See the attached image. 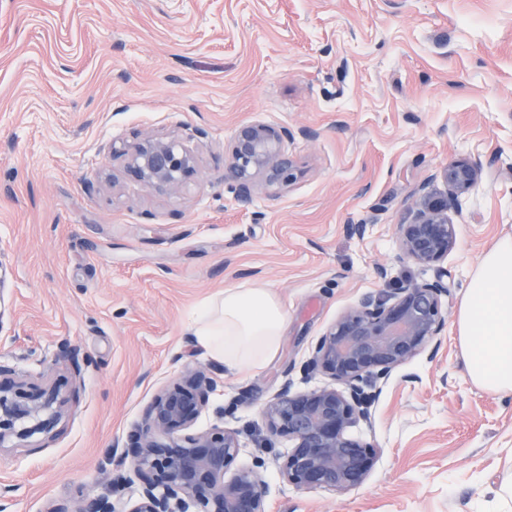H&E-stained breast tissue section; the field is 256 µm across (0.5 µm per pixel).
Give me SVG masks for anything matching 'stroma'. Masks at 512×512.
I'll return each mask as SVG.
<instances>
[{
    "instance_id": "1",
    "label": "stroma",
    "mask_w": 512,
    "mask_h": 512,
    "mask_svg": "<svg viewBox=\"0 0 512 512\" xmlns=\"http://www.w3.org/2000/svg\"><path fill=\"white\" fill-rule=\"evenodd\" d=\"M284 127L292 183L238 203L224 148L243 124ZM170 135L196 173L169 194L124 179L112 145ZM476 187L451 206L449 326L436 360L380 381L383 451L344 495L283 483L261 405L367 292L433 280L397 226L448 163ZM364 227L363 234L353 225ZM512 234V0H0V361L65 379L56 436L0 450L5 512L93 497L136 479L121 449L158 390L187 368L217 389L197 422L238 433L272 512H504L512 392L466 373L456 319L473 269ZM387 278H379L377 266ZM246 283L288 308L279 356L235 375L189 331Z\"/></svg>"
}]
</instances>
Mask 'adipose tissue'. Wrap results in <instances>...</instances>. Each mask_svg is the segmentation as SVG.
Returning <instances> with one entry per match:
<instances>
[{"mask_svg": "<svg viewBox=\"0 0 512 512\" xmlns=\"http://www.w3.org/2000/svg\"><path fill=\"white\" fill-rule=\"evenodd\" d=\"M288 310L269 290L239 285L198 310L197 345L234 373L261 368L279 354ZM470 379L490 393L512 391V235L479 260L455 322Z\"/></svg>", "mask_w": 512, "mask_h": 512, "instance_id": "adipose-tissue-1", "label": "adipose tissue"}]
</instances>
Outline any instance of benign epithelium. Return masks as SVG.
Listing matches in <instances>:
<instances>
[{"label": "benign epithelium", "mask_w": 512, "mask_h": 512, "mask_svg": "<svg viewBox=\"0 0 512 512\" xmlns=\"http://www.w3.org/2000/svg\"><path fill=\"white\" fill-rule=\"evenodd\" d=\"M290 137L288 130L265 124L235 130L224 179L239 202H250L259 186L289 185L294 161L284 142ZM112 154L125 158V175L161 192L180 191L196 172L194 152L168 137L114 146ZM441 177L456 201L476 185L478 171L456 161ZM416 194L407 221L397 225L398 243L405 257L430 267L455 247L456 225L448 218V200L432 196L424 184ZM446 276L438 268L432 281L362 295L320 337L307 361V374L328 382L303 391L288 382L263 403L268 433L288 440L276 458L284 482L333 495L366 484L380 449L353 429L370 422L379 380L424 354L436 357L444 301L451 296ZM216 388L210 372L198 367L154 396L126 445L138 480L127 500L112 499L108 485L97 498L51 503L45 512H270L262 475L248 466L233 468L241 453L238 433L219 425L195 430ZM64 406L59 381L33 384L15 367L0 364V449L25 448L33 436L54 433Z\"/></svg>", "instance_id": "obj_1"}]
</instances>
